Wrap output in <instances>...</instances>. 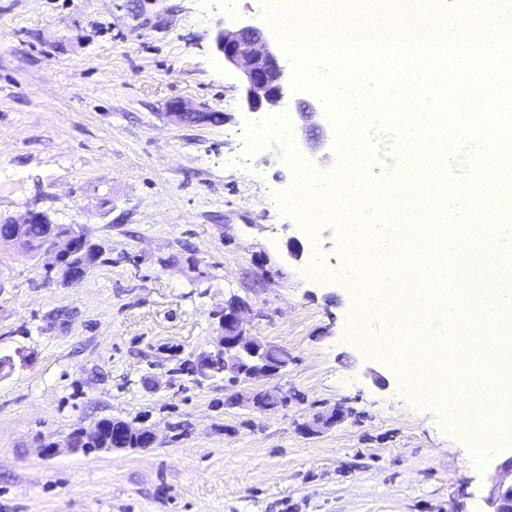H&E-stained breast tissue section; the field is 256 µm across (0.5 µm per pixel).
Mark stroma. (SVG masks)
Segmentation results:
<instances>
[{
  "instance_id": "stroma-1",
  "label": "stroma",
  "mask_w": 512,
  "mask_h": 512,
  "mask_svg": "<svg viewBox=\"0 0 512 512\" xmlns=\"http://www.w3.org/2000/svg\"><path fill=\"white\" fill-rule=\"evenodd\" d=\"M268 0H0V220L35 208L103 247L80 281L0 243V512H486L471 440L351 340L360 308L342 231L283 211L297 170L340 181L337 145L301 121L317 87L289 88L283 129L252 138L241 75L218 30L264 28ZM181 100L200 120L169 115ZM288 353L286 405L228 404L251 383L186 367L213 349L225 300ZM347 414L318 435L304 424ZM152 426L145 448L47 454L103 419Z\"/></svg>"
}]
</instances>
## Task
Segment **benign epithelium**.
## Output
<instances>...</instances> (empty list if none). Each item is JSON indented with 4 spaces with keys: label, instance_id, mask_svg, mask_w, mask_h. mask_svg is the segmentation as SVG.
Here are the masks:
<instances>
[{
    "label": "benign epithelium",
    "instance_id": "benign-epithelium-1",
    "mask_svg": "<svg viewBox=\"0 0 512 512\" xmlns=\"http://www.w3.org/2000/svg\"><path fill=\"white\" fill-rule=\"evenodd\" d=\"M216 50L224 56V62L237 69L242 76V101L251 112L275 110L283 104L288 87L286 70L273 38L249 25L240 23L234 28H223L215 37ZM73 234L65 233L56 239L48 251L52 256L49 271L55 280L68 284L78 277L66 271V261L73 251ZM221 334L216 348L202 352L207 365L199 370V377L210 378L214 372L229 373L245 381L271 378L283 369L280 364L260 361L257 356L273 345L246 334L243 328L242 306L237 301L224 302V316L220 322ZM343 417L339 407L319 415L306 425L309 434H319ZM112 426L127 436H137L146 444L154 442V433L148 428H136L114 419ZM490 512H512V457L502 462L498 474L492 478L486 497Z\"/></svg>",
    "mask_w": 512,
    "mask_h": 512
}]
</instances>
